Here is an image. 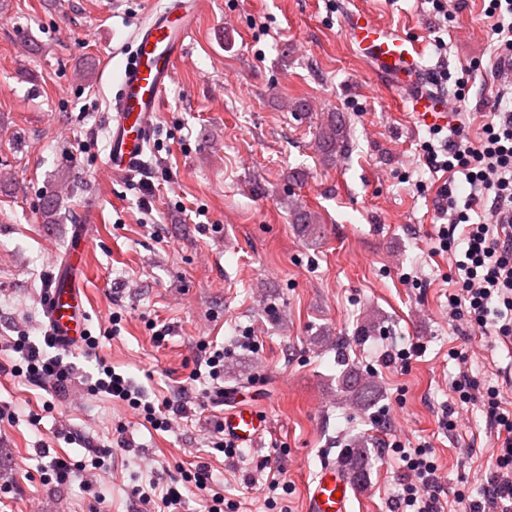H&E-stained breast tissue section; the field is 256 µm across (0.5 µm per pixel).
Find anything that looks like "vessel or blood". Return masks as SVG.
<instances>
[{
    "label": "vessel or blood",
    "mask_w": 512,
    "mask_h": 512,
    "mask_svg": "<svg viewBox=\"0 0 512 512\" xmlns=\"http://www.w3.org/2000/svg\"><path fill=\"white\" fill-rule=\"evenodd\" d=\"M197 13L191 0H172L169 7L149 12L134 32L135 50L127 57L120 75L121 93L112 114L108 167L113 174L128 173L139 161L148 142L151 118L159 111L162 96L173 81ZM356 54L378 72L394 79H418L422 53L413 42L381 26L369 15L356 12L347 22ZM411 110L424 124L454 127L457 119L448 103L425 92L411 100ZM89 235L87 225H77L73 243L53 275L46 314L51 336L78 342L87 330L82 275L86 258L80 247ZM225 438L237 444L257 445L268 423L251 406L233 403L222 420ZM354 480L339 461L321 462L307 483L304 512H353Z\"/></svg>",
    "instance_id": "obj_1"
}]
</instances>
